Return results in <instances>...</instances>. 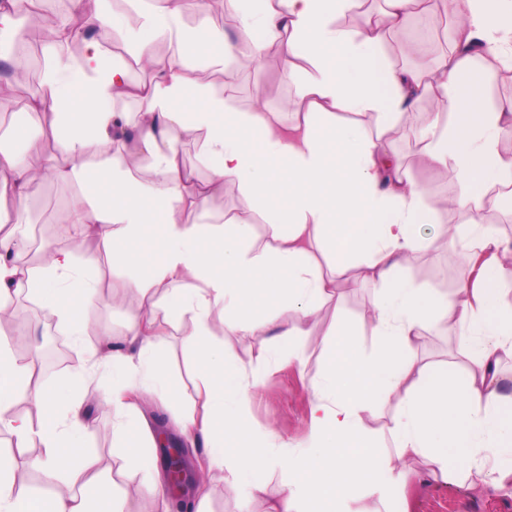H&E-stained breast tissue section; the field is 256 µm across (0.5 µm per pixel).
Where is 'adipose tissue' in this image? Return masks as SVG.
Listing matches in <instances>:
<instances>
[{"instance_id": "1", "label": "adipose tissue", "mask_w": 512, "mask_h": 512, "mask_svg": "<svg viewBox=\"0 0 512 512\" xmlns=\"http://www.w3.org/2000/svg\"><path fill=\"white\" fill-rule=\"evenodd\" d=\"M69 2L67 16L43 41L44 92L30 105L52 130L60 158L40 173L0 148V197H11L0 200V303L12 286L26 288L79 338L89 326L87 311L100 300L97 254L115 267L146 266L128 282L140 300L127 320L125 347L104 358L112 370V408L125 418L123 431L136 434L130 459L138 460V444L154 435L146 415L128 414V387L138 380L151 391L169 388L154 342L161 307L172 321L192 324L185 344L202 398L200 410L175 416L174 431L207 448L212 479L228 476L241 488L261 489L269 459L247 410L263 374L227 364L223 342L213 338L212 314L231 312L233 330L270 336L276 357L296 358L295 336L335 297L338 277L361 254V279L377 289L373 312L381 345L365 357L351 329L334 330L324 372L314 382L311 451L287 466L303 482L284 483L268 512H297L301 498L316 512H329L336 497L404 487L408 472L381 462L360 438L359 413L393 395L398 403L389 433L399 455L419 459L443 479L459 465L480 484L485 455L512 447V393L498 371L501 357L512 356V308L492 302L489 277L474 290L461 286L450 299L404 276L410 254L420 248L418 227L432 223L434 213L424 209L419 186L389 148L396 120L420 100L470 90L466 111L448 118L438 112L420 126V162L456 177L464 187L459 205L512 200V150L502 146L512 137V99L489 111L473 91L477 69L512 71V0H452L469 23L453 30L450 52L430 71L393 67L383 51L386 33L426 14L427 0H385L378 13L360 12L361 0H229L239 32L233 42L211 23L208 0H161L156 7L127 0L141 18L137 29L113 10L112 0ZM355 11L359 28L342 25ZM190 13L198 18L192 28L184 22ZM74 16L88 34L77 58L60 49ZM114 34L136 59H152L148 85H134L127 66L108 56L104 42ZM152 36L167 41L175 57H155ZM272 46L304 103L286 130L265 109L230 111L220 91L194 82L180 62L199 53L220 68L225 55L258 58ZM122 97L137 98L139 109L113 111ZM340 110L372 113L376 124L341 122ZM121 125L133 132L150 180L110 162L100 183L84 164L87 148L110 147ZM191 136L202 140L200 160L210 172L203 183L178 161L179 139ZM46 177L85 185L66 231L77 246L94 240L96 253L81 260L60 249L48 265L23 267L11 259L20 241L10 227ZM228 179L262 209L270 237L264 247L254 243L248 212L222 224L185 220V212L202 208ZM324 250L336 258L327 275L316 258ZM430 321L445 322L458 336L468 368L419 358V331ZM92 392L84 372L60 386L36 383L33 364L0 339V427L12 436L10 448L0 450V512H124L87 450L83 416ZM20 398L32 414L16 411ZM33 446L42 453L31 467L52 480L70 478L71 487L48 496L28 488L27 468L17 459Z\"/></svg>"}]
</instances>
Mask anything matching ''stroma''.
<instances>
[{
  "instance_id": "obj_1",
  "label": "stroma",
  "mask_w": 512,
  "mask_h": 512,
  "mask_svg": "<svg viewBox=\"0 0 512 512\" xmlns=\"http://www.w3.org/2000/svg\"><path fill=\"white\" fill-rule=\"evenodd\" d=\"M415 42L429 46V58L444 55L449 50L448 39L442 38L437 29L409 21L404 28L388 34L384 51L388 59L398 65L414 63L407 48ZM191 76L202 82L215 83L223 90L232 111L246 112L255 106L254 86L265 90L263 100L269 111L275 112L283 124L295 123L301 110L297 84L283 75L282 64L275 54H267L264 61L256 62L246 57L226 59L224 69L212 72L204 69L200 61H192ZM42 63L39 55L15 56L9 47L0 48V128L15 124L13 107L18 98H32L40 89ZM433 100L417 103L399 122L392 141L393 150L403 157L409 176L422 190L424 205L435 207L447 197H458L461 187L448 173L419 165L421 148L416 135L419 122L431 112ZM81 187L75 183L46 180L38 193L28 202L21 223L26 238L41 236L44 242L57 248L70 247V240L62 232V223L73 200L80 196ZM243 211L250 212L256 246L268 241L267 229L259 209L243 187L233 181L225 182L223 194L211 198L205 206L204 219L222 221L223 217ZM480 224L490 228L503 242L512 243V209H496L485 205H472L462 209L452 207L442 212L439 225L426 224L421 228L423 249L412 257L405 267L406 276L418 287L441 295H453L461 285L478 287V270L466 257L463 246L470 225ZM131 275L127 268H103L100 283L101 300L91 309V326L81 341L69 342L72 354L69 366L53 372H41L42 383L54 386L68 380L75 372H90L100 391L112 387L111 372L100 365L98 357L109 337L98 334L99 326H107L111 337H120L129 312L138 306L139 296L126 282ZM374 290L370 285L355 280L342 283L333 301L322 312L320 325L305 329L296 337L299 360L288 362L273 357L269 337L244 336L232 333L221 319H214L212 331L222 340L227 350L238 361L262 366L263 382L256 390L249 409L254 428L264 435L275 466L266 471L262 489L245 493L227 484L215 488L208 499H200L196 489H187L183 498L190 512H267L270 503L278 497L284 470L282 460L301 454L309 443L312 427L309 405L313 396L311 382L323 371L322 349L326 333L334 319L345 320L357 333L359 351L363 355L375 352L379 337L375 321L368 315ZM18 320L0 328L9 338L15 354L32 358L39 354L37 322L30 320L28 312L33 303L27 290L18 291L13 300ZM189 322L165 326L158 340V347L169 364L174 393V410L200 407L194 381L185 365L184 336ZM417 354L427 361H460L459 348L454 337L448 336L438 323L430 322L420 330L416 345ZM395 400H387L376 410L363 414L362 426L366 436L374 443L378 458L398 461L400 467L414 469L415 474L407 491L391 490L386 501L360 494L336 503V512H512V485L501 486L496 474L490 473L484 482L471 484L463 476L449 480L431 477L414 460L397 458L388 436V427L395 410ZM90 426V450L97 459V466L110 474L117 489L126 492L133 512H165L166 506L152 490L155 472L151 461L159 460L156 449L141 451V464H131L124 449V437L110 406L92 400L86 409Z\"/></svg>"
}]
</instances>
